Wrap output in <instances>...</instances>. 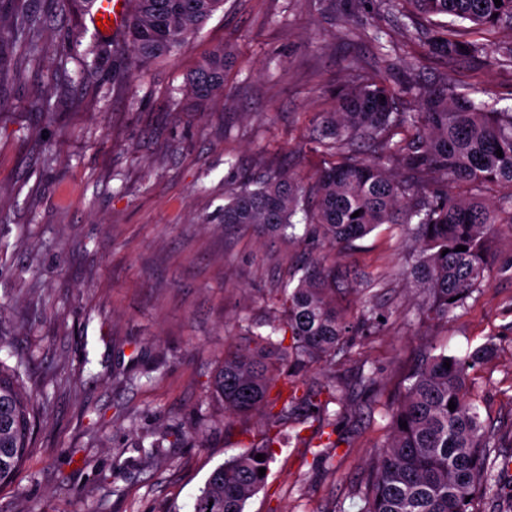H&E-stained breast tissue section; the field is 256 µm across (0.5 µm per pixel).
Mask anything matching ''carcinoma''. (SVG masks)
<instances>
[{
  "mask_svg": "<svg viewBox=\"0 0 512 512\" xmlns=\"http://www.w3.org/2000/svg\"><path fill=\"white\" fill-rule=\"evenodd\" d=\"M378 0V13L426 40L430 54L449 62L487 61L512 68V40L493 46L464 37L468 28L512 31V0ZM126 44L133 62L145 65L175 54L223 7L224 0H130ZM436 17L427 32L418 17ZM42 18L20 0H0V57L29 42ZM231 51L220 45L190 75L187 94L199 105L224 89ZM417 111L399 112L391 90L379 84L351 86L336 94V112L317 126L319 138L341 160L318 175L314 207L301 206L304 190L286 175L248 179L224 204V223L256 224L273 235L297 237L300 223L328 245L362 238L381 224H398L416 248L407 276L424 295L423 314L448 315L485 286L491 275L489 239L499 215H512V193L494 206L448 190L465 183L478 190L491 183L512 187V107L495 108L460 91L448 77L427 82L405 72ZM385 100H380V96ZM410 136L396 139L402 131ZM502 149L503 157L496 150ZM370 149L378 159L362 157ZM400 161L412 172L401 183L381 165ZM412 196L411 201L404 195ZM359 216H354V213ZM467 247L465 251L457 246ZM332 270L321 259L302 268L296 285L283 288L284 331L251 333L252 346L224 355L210 392L224 413L245 415L272 409L259 442L224 460L207 477L193 512H245L267 483L280 442L276 423L288 406L307 400L298 388L270 396L277 362L298 365L326 360L340 350L350 326L336 309ZM492 345L463 355L428 352L408 376L404 395L391 408V433L370 463L361 512H481L480 499L500 477L499 431L481 419L471 397L470 369L490 358ZM451 363L445 368V363ZM455 410L448 408L449 402ZM35 403L19 376L0 361V487L12 483L31 447ZM407 423V428L400 423ZM258 454L265 455L261 461Z\"/></svg>",
  "mask_w": 512,
  "mask_h": 512,
  "instance_id": "carcinoma-1",
  "label": "carcinoma"
}]
</instances>
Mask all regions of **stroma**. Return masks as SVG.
I'll list each match as a JSON object with an SVG mask.
<instances>
[{
    "mask_svg": "<svg viewBox=\"0 0 512 512\" xmlns=\"http://www.w3.org/2000/svg\"><path fill=\"white\" fill-rule=\"evenodd\" d=\"M29 2L47 17L39 57L17 48L0 79V361L19 369L44 414L24 466L0 489V512H189L211 471L268 422L225 415L210 381L248 331L282 324L281 289L310 258L348 274L338 299L358 331L333 362L279 364L280 379L316 394L280 421L247 512H359L387 411L431 348L493 344L470 371L472 397L512 455V224L496 227L489 283L441 322L419 316L398 225L334 249L224 223L242 177L288 174L309 188L335 162L315 129L335 111L337 88L381 83L399 111H414L403 81L413 62L423 78L479 85L505 108L511 72L429 55L376 14L375 0L350 14L326 0H224L179 52L143 69L124 37H102L87 14ZM73 27L86 36L66 54ZM221 43L234 56L224 90L195 106L186 78ZM368 294L382 319L375 331L361 325ZM362 370L379 380L368 396L357 391ZM333 382L343 403L320 392Z\"/></svg>",
    "mask_w": 512,
    "mask_h": 512,
    "instance_id": "1",
    "label": "stroma"
}]
</instances>
